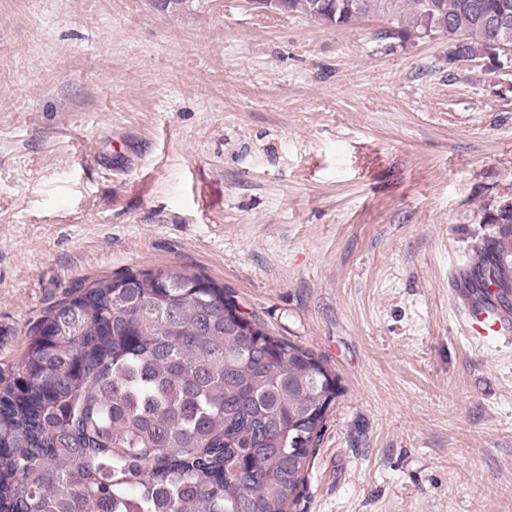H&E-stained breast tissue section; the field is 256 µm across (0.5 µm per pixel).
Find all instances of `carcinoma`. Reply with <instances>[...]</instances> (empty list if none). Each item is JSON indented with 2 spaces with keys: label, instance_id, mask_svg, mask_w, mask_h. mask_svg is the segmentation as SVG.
<instances>
[{
  "label": "carcinoma",
  "instance_id": "carcinoma-1",
  "mask_svg": "<svg viewBox=\"0 0 512 512\" xmlns=\"http://www.w3.org/2000/svg\"><path fill=\"white\" fill-rule=\"evenodd\" d=\"M383 0H280L269 7L341 26ZM423 35L448 36V64L500 67L512 0H411ZM466 287L512 308V201ZM224 286L158 269L73 288L0 372V512H291L338 377L314 352L241 326Z\"/></svg>",
  "mask_w": 512,
  "mask_h": 512
}]
</instances>
